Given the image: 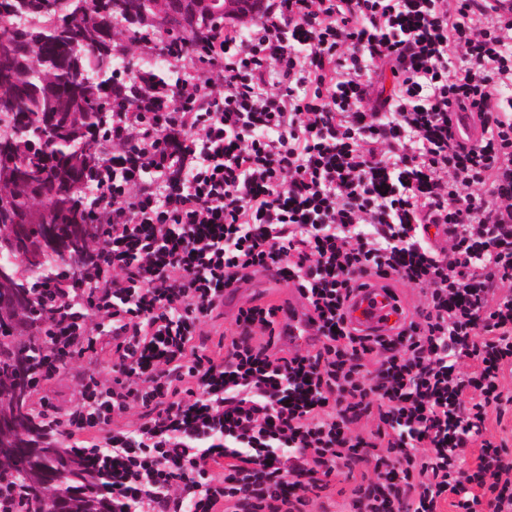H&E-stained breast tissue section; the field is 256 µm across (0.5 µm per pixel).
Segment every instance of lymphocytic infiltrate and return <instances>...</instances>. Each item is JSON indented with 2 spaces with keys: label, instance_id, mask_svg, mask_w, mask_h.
<instances>
[{
  "label": "lymphocytic infiltrate",
  "instance_id": "f902f5d3",
  "mask_svg": "<svg viewBox=\"0 0 512 512\" xmlns=\"http://www.w3.org/2000/svg\"><path fill=\"white\" fill-rule=\"evenodd\" d=\"M263 2L190 49L152 38L188 77L116 73L87 184L100 244L49 321L44 378L87 363L73 408L44 405L55 434L108 472L112 512H307L343 467L362 512H512V443L489 429L512 404V18ZM385 69L395 88L374 94ZM270 267L319 344L274 352L278 309L252 305L223 350L199 345L225 288ZM368 279L420 289L418 317L357 334Z\"/></svg>",
  "mask_w": 512,
  "mask_h": 512
}]
</instances>
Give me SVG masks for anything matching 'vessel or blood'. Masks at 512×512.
Returning <instances> with one entry per match:
<instances>
[{
	"mask_svg": "<svg viewBox=\"0 0 512 512\" xmlns=\"http://www.w3.org/2000/svg\"><path fill=\"white\" fill-rule=\"evenodd\" d=\"M267 298L281 309L280 318L290 347L306 348L316 343V315L305 298L295 291L284 295L274 288ZM407 308L406 301L391 287L372 281L349 303L347 317L359 333L389 335L403 322Z\"/></svg>",
	"mask_w": 512,
	"mask_h": 512,
	"instance_id": "b4317fda",
	"label": "vessel or blood"
}]
</instances>
